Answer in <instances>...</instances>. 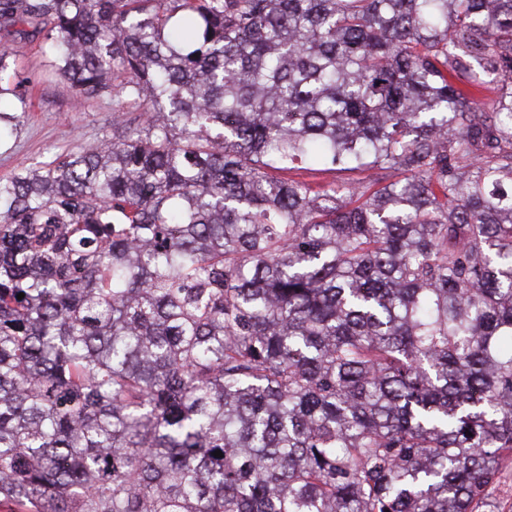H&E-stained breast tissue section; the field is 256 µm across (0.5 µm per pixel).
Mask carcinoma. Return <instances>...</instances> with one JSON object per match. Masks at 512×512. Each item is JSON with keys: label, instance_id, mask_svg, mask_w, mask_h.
<instances>
[{"label": "carcinoma", "instance_id": "obj_1", "mask_svg": "<svg viewBox=\"0 0 512 512\" xmlns=\"http://www.w3.org/2000/svg\"><path fill=\"white\" fill-rule=\"evenodd\" d=\"M16 24L115 108L0 180V508L480 512L512 0H0Z\"/></svg>", "mask_w": 512, "mask_h": 512}]
</instances>
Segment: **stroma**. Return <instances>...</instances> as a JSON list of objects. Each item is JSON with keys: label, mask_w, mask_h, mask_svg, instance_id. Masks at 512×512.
Here are the masks:
<instances>
[{"label": "stroma", "mask_w": 512, "mask_h": 512, "mask_svg": "<svg viewBox=\"0 0 512 512\" xmlns=\"http://www.w3.org/2000/svg\"><path fill=\"white\" fill-rule=\"evenodd\" d=\"M1 46L11 54L12 76L27 80L35 99L23 122L0 146V178L23 165L47 161L58 153L96 142L111 131V99L78 105L67 86L44 81L49 61L39 53L36 38L0 29Z\"/></svg>", "instance_id": "1"}]
</instances>
